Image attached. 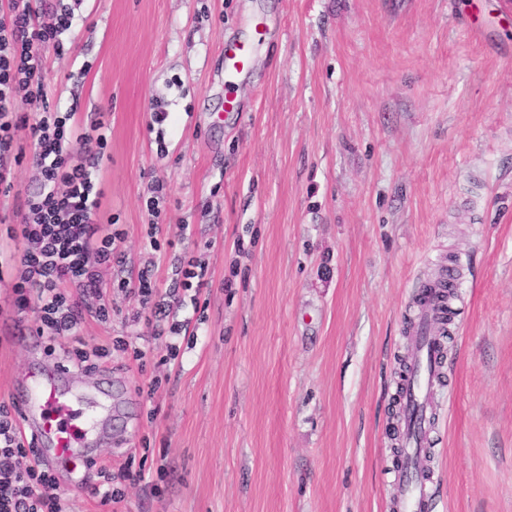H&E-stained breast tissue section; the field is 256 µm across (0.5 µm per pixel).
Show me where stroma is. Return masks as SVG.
<instances>
[{
    "label": "stroma",
    "instance_id": "1",
    "mask_svg": "<svg viewBox=\"0 0 512 512\" xmlns=\"http://www.w3.org/2000/svg\"><path fill=\"white\" fill-rule=\"evenodd\" d=\"M77 13L68 53H45L46 83L50 104L110 125L95 188L99 220L123 232L102 273L112 315L90 299L79 339L45 354L0 267V404L76 343L110 348L73 367L88 389L73 407L92 412L93 385L111 382L119 406L91 453L147 478L114 509L73 485L96 467L53 462L70 512H392L397 359L414 356L416 302L452 258L436 512H512V0H81ZM230 43L250 49L237 80ZM11 177L0 223L39 186L27 165ZM192 258L204 322L168 362L184 312L155 318L112 283L148 269L165 292Z\"/></svg>",
    "mask_w": 512,
    "mask_h": 512
}]
</instances>
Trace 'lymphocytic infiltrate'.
Listing matches in <instances>:
<instances>
[{
    "label": "lymphocytic infiltrate",
    "mask_w": 512,
    "mask_h": 512,
    "mask_svg": "<svg viewBox=\"0 0 512 512\" xmlns=\"http://www.w3.org/2000/svg\"><path fill=\"white\" fill-rule=\"evenodd\" d=\"M75 20L74 8L54 0L43 15L32 12L29 0H0V193L13 184L6 159L22 163L16 154L15 134L24 131L31 146V165L40 190L26 199L18 224L7 228L9 239L22 250L13 263L16 276L11 301L18 310L35 307L37 335L54 351L60 337L75 335L86 297L101 292L100 274L111 268L119 230L96 219L94 165L82 148L105 149L110 127L103 120L84 125L75 110L48 107L44 54L64 53V35ZM42 104L36 117L22 113L21 104ZM178 291L158 301L149 275L132 290L142 307L162 313L198 305L191 292L202 279L199 261L176 266ZM0 512H69L56 477L39 462L30 441L19 431L16 410L0 405Z\"/></svg>",
    "instance_id": "f902f5d3"
}]
</instances>
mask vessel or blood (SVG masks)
<instances>
[{
  "label": "vessel or blood",
  "instance_id": "b4317fda",
  "mask_svg": "<svg viewBox=\"0 0 512 512\" xmlns=\"http://www.w3.org/2000/svg\"><path fill=\"white\" fill-rule=\"evenodd\" d=\"M441 294V288L428 289L419 305L415 323L426 330L427 336L420 339V354L400 388L403 404H414L425 410L431 406L435 371L442 359L441 348L432 340L443 315ZM70 379V370L62 366L34 370L16 395L14 405L22 419V434L33 439L39 454H54L77 468L93 462L87 454L91 445L90 429L83 424L62 422L54 415L56 406L76 396ZM403 439L406 448L393 473L398 480L405 471L415 469L421 450L427 444L424 435L408 426L403 429ZM401 508L403 512H435L437 503L424 475L417 474L412 482L404 485Z\"/></svg>",
  "mask_w": 512,
  "mask_h": 512
}]
</instances>
